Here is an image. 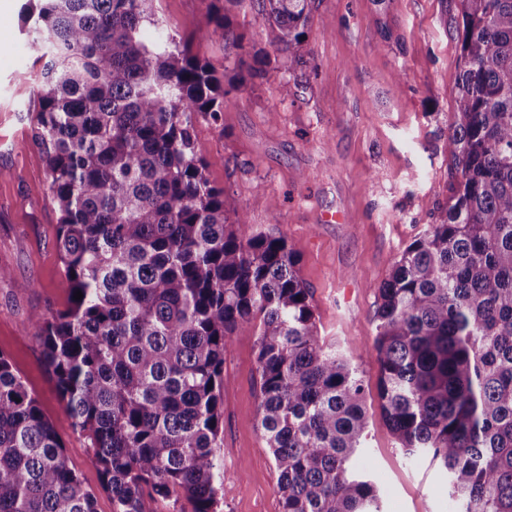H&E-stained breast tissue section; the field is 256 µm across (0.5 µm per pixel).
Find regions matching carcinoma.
Segmentation results:
<instances>
[{
	"instance_id": "cac0c4a2",
	"label": "carcinoma",
	"mask_w": 512,
	"mask_h": 512,
	"mask_svg": "<svg viewBox=\"0 0 512 512\" xmlns=\"http://www.w3.org/2000/svg\"><path fill=\"white\" fill-rule=\"evenodd\" d=\"M36 2L30 142L70 295L83 297L30 327L112 512L155 499L221 512L224 351L245 325L258 330L282 512H380L356 467L367 428L356 368L319 336L286 238L248 232L195 144V123L217 119L231 91L280 57L304 62L319 0H257L273 53L247 58L229 10L243 0H209L202 36L224 42L226 81L166 32L156 0ZM456 11L452 195L377 288L378 396L400 447L438 463L460 512H512V0ZM0 512H97L2 353Z\"/></svg>"
}]
</instances>
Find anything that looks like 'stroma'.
Wrapping results in <instances>:
<instances>
[{"mask_svg": "<svg viewBox=\"0 0 512 512\" xmlns=\"http://www.w3.org/2000/svg\"><path fill=\"white\" fill-rule=\"evenodd\" d=\"M26 0L0 11V352L38 399L68 466L112 500L85 438L58 395L35 315L70 300L55 239L59 212L45 161L29 141L41 69L24 32ZM206 0H158L174 38L216 72L224 45L202 38ZM455 0H320L309 28L307 65L287 61L230 95L218 120H198L195 139L211 184L244 212L252 231L282 234L300 255L320 333L357 368L367 393L368 437L358 459L381 512H459L448 479L430 456L408 455L382 415L373 349L377 288L402 249L448 205V125L459 45L443 21ZM300 85L283 97L282 79ZM336 223H323L325 213ZM222 512H281L273 457L258 427L254 327L239 328L224 353Z\"/></svg>", "mask_w": 512, "mask_h": 512, "instance_id": "1", "label": "stroma"}]
</instances>
